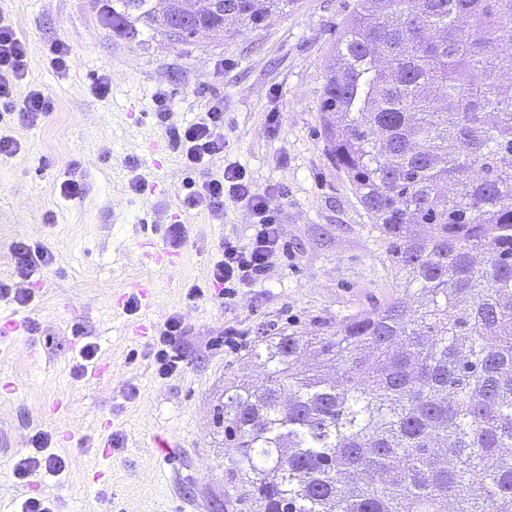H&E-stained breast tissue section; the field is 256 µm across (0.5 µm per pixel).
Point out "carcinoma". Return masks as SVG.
Here are the masks:
<instances>
[{
    "instance_id": "cac0c4a2",
    "label": "carcinoma",
    "mask_w": 512,
    "mask_h": 512,
    "mask_svg": "<svg viewBox=\"0 0 512 512\" xmlns=\"http://www.w3.org/2000/svg\"><path fill=\"white\" fill-rule=\"evenodd\" d=\"M107 24L169 34L160 0ZM288 0H220L182 42ZM512 0H356L326 67L327 151L388 239L397 297L320 336L261 328L224 386V512H512Z\"/></svg>"
}]
</instances>
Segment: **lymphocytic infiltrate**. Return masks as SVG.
<instances>
[{
    "instance_id": "lymphocytic-infiltrate-1",
    "label": "lymphocytic infiltrate",
    "mask_w": 512,
    "mask_h": 512,
    "mask_svg": "<svg viewBox=\"0 0 512 512\" xmlns=\"http://www.w3.org/2000/svg\"><path fill=\"white\" fill-rule=\"evenodd\" d=\"M28 53L27 40L19 37L11 24L0 20V108L19 113L29 125L35 126L53 112L54 102L51 94L39 86L29 88L25 95H17L18 83L27 76ZM154 118L157 126L169 136L174 152L186 169L206 168L213 158L223 155V99L211 100L201 117L180 124L174 122L167 102L160 101L156 104ZM187 188L183 207L207 214L212 223H223L224 203L228 200L243 204L256 217L248 241L228 239L221 243L210 273V288L226 293L263 283L280 258L281 236L272 213L284 200V193L256 188L245 168L234 162L225 166L222 177L199 184L191 181ZM11 249L15 257V275L22 279L23 285L17 288L0 279V300L24 309L35 297L30 281L38 271L53 263L54 255L48 248L24 238L13 241ZM183 333L184 324L176 314L157 329L153 341L158 375L168 376L180 369ZM52 440L53 436L48 432L33 435L31 452L13 466L17 480L26 483L39 474L58 477L66 471L67 460L49 450Z\"/></svg>"
}]
</instances>
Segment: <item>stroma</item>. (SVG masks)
I'll list each match as a JSON object with an SVG mask.
<instances>
[{
  "label": "stroma",
  "mask_w": 512,
  "mask_h": 512,
  "mask_svg": "<svg viewBox=\"0 0 512 512\" xmlns=\"http://www.w3.org/2000/svg\"><path fill=\"white\" fill-rule=\"evenodd\" d=\"M353 6L291 0L262 27L181 43L139 24L114 34L104 0H0V18L30 44L29 80L55 100L34 127L16 113L0 117V133L22 145L0 161V277L14 272L15 239L43 244L55 257L25 311L37 333L0 338L9 351L0 379L17 384L0 395V421L11 429L0 446V512H16L28 496L53 500L57 512H215L233 454L216 410L225 385L264 380L263 368L246 360L257 328L332 330L396 296L389 244L328 157L319 112L326 64ZM58 41L70 50L63 73L48 53ZM101 77L111 86L104 99L92 91ZM160 97L178 122L223 99V157L184 170L153 117ZM234 161L256 187L284 192L275 211L283 254L260 286L190 304L187 285L207 282L219 243L246 240L253 218L228 201L223 223H209L182 207L184 184L221 176ZM74 162L86 192L66 200L59 185ZM134 163L160 182V193L131 190ZM177 220L186 227L177 271L146 264L144 244H165ZM139 278L153 280V303L129 315L113 296H132L128 283ZM175 313L185 326L184 362L161 379L137 328ZM87 338L100 345L97 372L79 378L73 352ZM57 398L66 413L51 412ZM63 426L72 437L52 450L67 459L66 474L27 485L15 479L13 465L32 436ZM111 430L123 435L124 449L109 459L98 443ZM158 438L166 448L155 447Z\"/></svg>",
  "instance_id": "1"
}]
</instances>
